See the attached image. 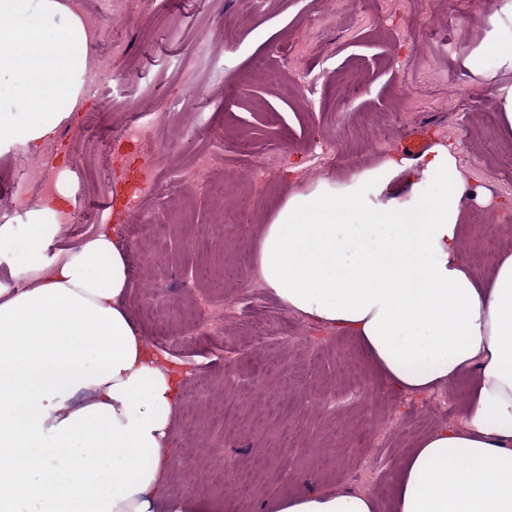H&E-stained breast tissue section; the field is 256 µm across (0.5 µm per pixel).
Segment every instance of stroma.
<instances>
[{"label":"stroma","mask_w":512,"mask_h":512,"mask_svg":"<svg viewBox=\"0 0 512 512\" xmlns=\"http://www.w3.org/2000/svg\"><path fill=\"white\" fill-rule=\"evenodd\" d=\"M98 37L87 75L99 84L67 130L52 139L55 167L77 178L75 197L91 221L127 224L113 214V192L136 179L144 149L117 140L120 130L139 122L153 106L170 117L159 132L157 151L174 167L199 151L224 158V195L195 194L189 183L171 179L147 207L167 223L161 247L136 270L139 284L128 309L142 334H149L151 305L164 306L172 341L168 361L199 367L208 396L193 416L176 411V448L198 443L170 483L173 496L186 495V476L222 472L226 457L251 463L277 453L287 469L272 466L256 475L249 493L227 483L203 487L197 497L221 512H263L273 498L308 487L359 488L366 481L360 460L383 447L398 459L430 429L456 421L452 390L394 397L354 339L327 333L288 312L259 289L261 322L275 337L260 355H239L240 388H225L222 338L251 333L238 322L223 337L194 341L189 292L211 291L216 308L247 295L253 270L240 254L254 256L258 234L289 185L283 175L299 167L304 182L339 178L374 165L387 152L403 151L415 132L451 143L468 179L492 198L476 209L465 231L466 251L476 276L488 278L481 242L485 233L512 239V141L498 131L491 82L463 66L487 30L490 0H86ZM208 45L191 76L180 74L182 58L199 32ZM361 80L347 96L339 88L351 73ZM21 147L0 155V224L26 230L25 210L11 194L23 175ZM223 210L224 238L202 240L216 210ZM153 282L157 296L141 282ZM352 357L365 387L352 392L341 373ZM296 376L281 390L282 373ZM263 381L277 391L276 405L249 400L245 385ZM334 392L336 413L323 418L314 401ZM295 445L280 448L284 431Z\"/></svg>","instance_id":"1"}]
</instances>
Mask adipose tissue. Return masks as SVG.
Returning a JSON list of instances; mask_svg holds the SVG:
<instances>
[{
	"label": "adipose tissue",
	"mask_w": 512,
	"mask_h": 512,
	"mask_svg": "<svg viewBox=\"0 0 512 512\" xmlns=\"http://www.w3.org/2000/svg\"><path fill=\"white\" fill-rule=\"evenodd\" d=\"M464 65L495 80L512 137V0ZM95 30L72 0H0V154L38 149L85 99ZM376 189L366 199L364 186ZM28 230L0 225V512H217L170 493L183 376L157 359L126 310L135 284L117 224L56 246L72 174ZM484 198L436 143L394 153L342 181L293 189L263 225L264 288L291 312L357 341L388 388L421 395L467 379L456 424L429 430L398 462L394 492L311 489L265 512H512V253L475 276L462 232Z\"/></svg>",
	"instance_id": "adipose-tissue-1"
}]
</instances>
